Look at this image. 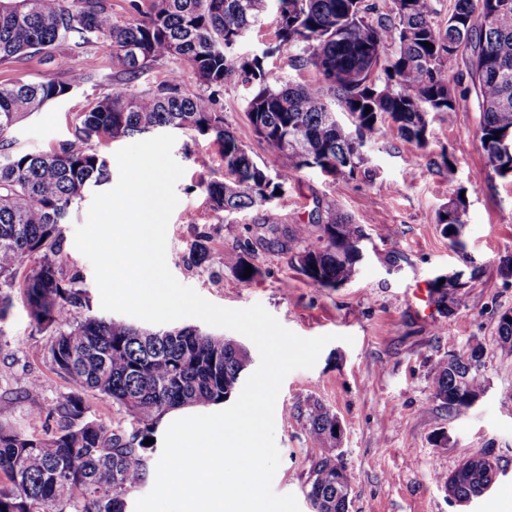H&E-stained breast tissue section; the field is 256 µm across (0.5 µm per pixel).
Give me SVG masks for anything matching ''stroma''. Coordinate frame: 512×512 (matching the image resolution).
I'll list each match as a JSON object with an SVG mask.
<instances>
[{
  "instance_id": "obj_1",
  "label": "stroma",
  "mask_w": 512,
  "mask_h": 512,
  "mask_svg": "<svg viewBox=\"0 0 512 512\" xmlns=\"http://www.w3.org/2000/svg\"><path fill=\"white\" fill-rule=\"evenodd\" d=\"M275 42V24L266 20L240 46L245 59L263 55L266 69L285 81L316 78L313 69L291 67L288 52L264 56ZM57 72L71 93L20 122L9 135L13 149L42 152L73 138L77 117L91 102L127 81L112 59L109 42L90 36L65 57L35 55L0 63V84L40 81ZM456 88L454 111L431 115L429 145L410 154L390 126L363 147L364 169L353 178L332 179L318 169L292 170L287 156L274 152L254 133L246 114L250 91L240 79L225 81L217 95L224 123L269 173L290 170L286 196L274 203L218 222L201 182L224 176L219 147L209 137L176 131L174 159L185 173L176 184L179 203L167 230L168 266L182 284L226 308L262 304L286 328L311 338L333 340L315 366L284 379L274 410L280 465L273 479L277 494L294 495L301 512H311L306 497L311 463L320 449L298 414L319 400L343 426L339 446L350 475V512H512V346L498 333L502 314L512 312V275L502 264L512 260V179L487 165L479 140L480 112L469 63L458 60L449 74ZM206 154L210 168L193 159ZM448 156L449 166L439 165ZM466 191L468 224L464 253L450 248L436 222L439 208ZM90 199L70 213L62 230L60 259L66 273L78 274L89 300L76 318L103 316L89 260L75 246V230L86 218ZM349 216L365 234L364 259L354 277L336 289L313 286L285 251L268 246L264 222L279 228L307 224L328 208ZM208 236L210 261L190 259L200 236ZM254 250L261 274L251 282L237 278L235 263L244 249ZM458 279L451 309L439 308L435 282ZM0 324V426L24 433L43 431L56 398L68 391L52 368L50 332L38 329L18 290ZM353 343H345V336ZM481 348L477 368L483 393L464 414L451 417L433 397L434 367L440 360ZM41 390H25L30 379ZM485 454L500 466L481 498L461 504L448 498L439 481L470 456Z\"/></svg>"
}]
</instances>
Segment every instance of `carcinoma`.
I'll use <instances>...</instances> for the list:
<instances>
[{"label":"carcinoma","instance_id":"carcinoma-1","mask_svg":"<svg viewBox=\"0 0 512 512\" xmlns=\"http://www.w3.org/2000/svg\"><path fill=\"white\" fill-rule=\"evenodd\" d=\"M269 1L276 42L264 55L292 51L294 66L315 69L318 80L284 82L265 70L261 58L236 56ZM437 2L392 0L383 21L373 19L376 5L367 0H150L146 11L130 0L136 17L120 22L106 0H0V63L53 54L95 34L110 43L130 80L160 60L188 62L210 89L237 75L252 89L247 117L259 139L288 156L295 170L313 167L351 178L365 162L366 135L384 123L411 151L428 147L429 116L454 111L456 89L448 73L467 55L481 107L482 149L491 169L497 161L509 165L512 155L496 134L512 133V0H452L442 22ZM70 89L53 73L34 83L0 84V287L18 288L35 324L52 330L51 363L69 384L47 415L54 431L24 434L0 426V512H127L129 496L147 482L154 464L156 445L144 440L154 437L158 419L180 407L227 401L252 362L239 342L193 326L152 330L118 318L73 319L86 298L76 278L66 280L60 272L61 225L90 186L110 178L91 141L158 128L213 138L224 178L203 184V191L223 222L288 192V172L272 176L258 165L224 125L213 95L187 92L176 70L140 92L113 85L111 94L79 114L74 139L57 150L10 151L6 134L12 127ZM330 94L341 99L357 134L337 121ZM437 223L465 227V201L458 197L440 207ZM317 227L314 235L305 224L282 232L271 224L268 243L287 248L312 285L335 288L353 276L360 261L354 243L363 232L334 210L318 218ZM190 255L197 265L209 262L208 238ZM34 256L38 266L16 283ZM236 268L245 283L260 274L251 252ZM480 358L474 348L437 364L433 396L448 414L470 408L458 390H482L474 373ZM90 391L125 410L130 428L89 418ZM300 415L322 448L310 468L312 512H349V484L336 482V470L344 467L332 435L336 414L314 400ZM469 463L453 486L460 501L483 496L497 477V464L474 457Z\"/></svg>","mask_w":512,"mask_h":512}]
</instances>
